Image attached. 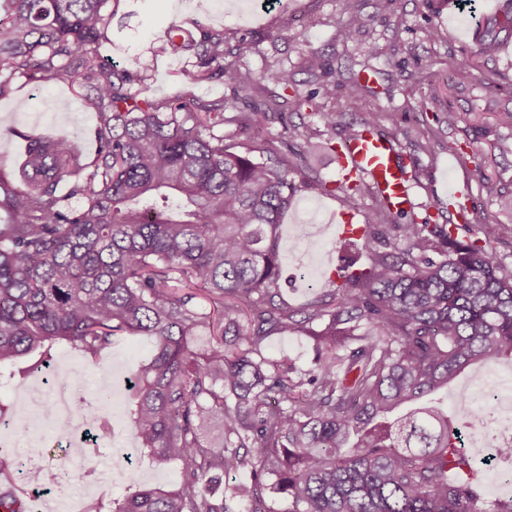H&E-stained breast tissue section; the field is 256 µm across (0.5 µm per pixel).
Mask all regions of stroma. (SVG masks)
<instances>
[{"label":"stroma","mask_w":512,"mask_h":512,"mask_svg":"<svg viewBox=\"0 0 512 512\" xmlns=\"http://www.w3.org/2000/svg\"><path fill=\"white\" fill-rule=\"evenodd\" d=\"M502 0H107L103 12L111 19L101 53L104 68L124 66L138 56L151 66V89L156 98L175 95L185 84L189 68L186 58L156 54L155 49L173 20L191 17L224 32L226 61L248 64L254 70L274 65L288 69L294 88L313 104H322V84L335 83L339 104L336 126L324 130L309 110L289 113L286 120L265 124L258 137L236 138L241 148L257 149L264 139L275 140L281 154L304 153V169L311 186L298 191L281 219L280 263L291 283L283 292L298 305L336 288L339 278L328 270L295 271L307 250L303 241L290 235L293 224L315 211L323 226L318 249L331 258L334 267L354 260L368 267L372 254L360 239H338L332 219L348 214L357 224L375 223L379 200L376 195L350 197L343 192L324 191V184L342 179L334 145L349 128H361L370 105L380 109L376 126L389 134L406 170L417 171L410 182L415 202L412 211L395 213L394 224L456 225L459 240L471 238L484 224L512 227V208L486 193L484 179L512 190V123H502L504 109L512 110V39H505L498 57L491 62L476 56L475 32L492 17ZM365 18L367 25L350 42L338 37V27L350 15ZM437 39H429L430 29ZM380 53L368 58L369 45ZM324 53L325 80L308 74L304 60L310 50ZM475 63L474 80L460 84L454 64L460 59ZM370 65L375 73L373 100L345 96L350 71ZM456 120H449V113ZM305 127L308 140H289L287 125ZM98 120L94 108L75 89L65 85L48 87L22 75L13 76L9 91L0 97V165L17 166L24 155L26 136L44 135L80 142L86 156L96 148ZM465 196L464 208L448 205L449 189ZM150 354L142 337L117 339L101 365L66 348L54 354L55 363L70 362L73 393L95 400L92 381L100 372L116 373V399L112 403L113 445L104 449L91 465L101 477L93 488L94 502L122 498L130 477L140 482L176 488L180 465L171 461L160 466L149 462L117 464L116 451L132 447L127 406L132 392L126 378Z\"/></svg>","instance_id":"1"}]
</instances>
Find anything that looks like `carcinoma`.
<instances>
[{
	"mask_svg": "<svg viewBox=\"0 0 512 512\" xmlns=\"http://www.w3.org/2000/svg\"><path fill=\"white\" fill-rule=\"evenodd\" d=\"M504 2L477 38L487 60L501 33L512 37ZM105 3L0 0L9 72L0 97L16 73L77 85L99 119L89 163L76 141L29 136L21 164L0 168V387L49 366L60 345L96 363L123 334L143 336L151 353L131 377V453L181 466L176 489L134 479L97 512H512V497L485 507L463 432L421 404L473 364L512 360V273L493 251L498 225L463 242L454 224H397L403 247L385 252L391 210L381 202L380 223L364 225L374 262L289 306L278 228L309 177L272 140L265 162L237 150L224 112L240 130L310 100L287 95L284 68H226L224 32L189 18L169 26L162 51L192 60L189 84L225 75L231 93L155 101L145 60L102 69ZM345 90L373 95L354 73ZM322 96L329 131L336 84ZM288 332L312 341L309 368L265 352ZM103 403L73 409L98 418L91 457L112 441ZM241 471L248 484L215 490Z\"/></svg>",
	"mask_w": 512,
	"mask_h": 512,
	"instance_id": "cac0c4a2",
	"label": "carcinoma"
}]
</instances>
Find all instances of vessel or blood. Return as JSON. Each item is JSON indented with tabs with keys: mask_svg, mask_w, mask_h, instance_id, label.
Listing matches in <instances>:
<instances>
[{
	"mask_svg": "<svg viewBox=\"0 0 512 512\" xmlns=\"http://www.w3.org/2000/svg\"><path fill=\"white\" fill-rule=\"evenodd\" d=\"M336 162L344 176L369 179L377 197L390 209L401 210L410 205L407 176L391 137L383 131L366 128L337 151Z\"/></svg>",
	"mask_w": 512,
	"mask_h": 512,
	"instance_id": "1",
	"label": "vessel or blood"
}]
</instances>
